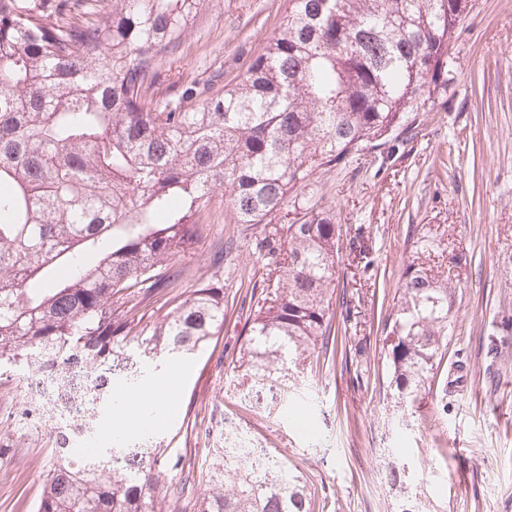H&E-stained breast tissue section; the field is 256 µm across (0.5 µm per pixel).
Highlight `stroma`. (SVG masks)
<instances>
[{"label": "stroma", "instance_id": "35a3bbf8", "mask_svg": "<svg viewBox=\"0 0 512 512\" xmlns=\"http://www.w3.org/2000/svg\"><path fill=\"white\" fill-rule=\"evenodd\" d=\"M288 0H205L183 51L162 61L163 85L232 78L246 50L279 29ZM455 78L445 104L415 112L414 134L393 132L392 156L317 171L305 195L332 207L342 226L338 282L349 309L347 361L308 366L288 416L275 421L240 402L235 369L245 338L237 303L263 286L259 226L215 223L195 250L144 294L143 323L158 320L206 279L224 286V325L180 365L171 407L154 427L165 455L205 489L224 419L287 456L333 500L328 512H398L380 457L402 446L418 474L425 512H512V0H471L454 41ZM440 241L431 257L456 289L448 353L420 403L386 393L383 320L398 296L417 238ZM23 376L0 377V512H35L51 465L45 431L19 426Z\"/></svg>", "mask_w": 512, "mask_h": 512}]
</instances>
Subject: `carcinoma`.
Here are the masks:
<instances>
[{
  "instance_id": "cac0c4a2",
  "label": "carcinoma",
  "mask_w": 512,
  "mask_h": 512,
  "mask_svg": "<svg viewBox=\"0 0 512 512\" xmlns=\"http://www.w3.org/2000/svg\"><path fill=\"white\" fill-rule=\"evenodd\" d=\"M204 0H0V370L65 379L90 371L70 417L27 404L48 429L53 467L36 512H175L160 441L123 440L75 455L112 423L117 389L201 352L224 324V287L201 282L150 326L135 315L163 265L212 232L214 198L233 224L282 219L312 175L409 128L448 96L453 39L469 0H288L279 31L229 81L160 88ZM256 248L272 266L253 300L238 363L256 409L288 414L291 377L338 354L330 307L336 213L307 198ZM385 319L391 398L410 406L448 350V279L419 263ZM386 473L412 512L402 449ZM197 512H322L328 498L282 456L258 471L211 452Z\"/></svg>"
}]
</instances>
